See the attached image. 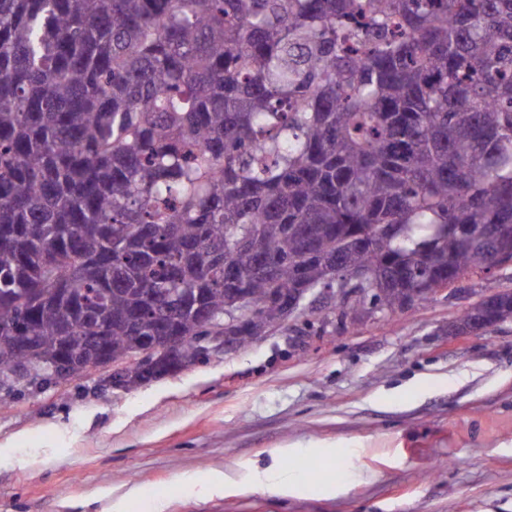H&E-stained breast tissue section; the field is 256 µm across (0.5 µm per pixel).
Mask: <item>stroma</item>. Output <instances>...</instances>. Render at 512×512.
I'll return each instance as SVG.
<instances>
[{"label":"stroma","instance_id":"stroma-1","mask_svg":"<svg viewBox=\"0 0 512 512\" xmlns=\"http://www.w3.org/2000/svg\"><path fill=\"white\" fill-rule=\"evenodd\" d=\"M512 264L393 314L320 297L252 344L132 391L103 376L19 386L0 403V512H512V320L452 339ZM308 447L294 488L207 494L273 449ZM198 485L187 488L184 477Z\"/></svg>","mask_w":512,"mask_h":512}]
</instances>
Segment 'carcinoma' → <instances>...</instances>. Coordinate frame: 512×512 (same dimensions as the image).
Here are the masks:
<instances>
[{"label":"carcinoma","instance_id":"cac0c4a2","mask_svg":"<svg viewBox=\"0 0 512 512\" xmlns=\"http://www.w3.org/2000/svg\"><path fill=\"white\" fill-rule=\"evenodd\" d=\"M509 259L512 0H0V376ZM72 367L71 357L68 350L60 352L55 359L44 360L39 357L32 358L25 369V373L35 374L49 370L57 379H64L68 370Z\"/></svg>","mask_w":512,"mask_h":512}]
</instances>
